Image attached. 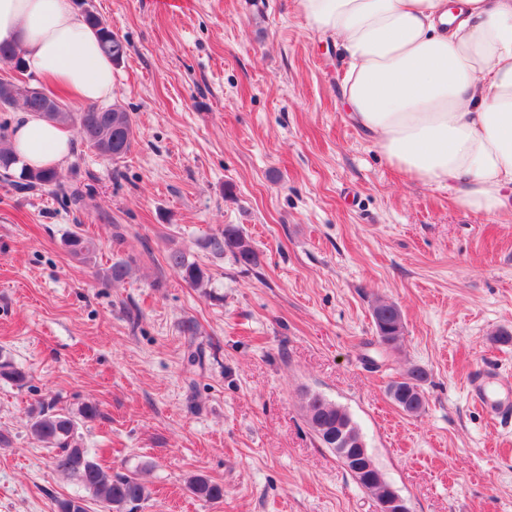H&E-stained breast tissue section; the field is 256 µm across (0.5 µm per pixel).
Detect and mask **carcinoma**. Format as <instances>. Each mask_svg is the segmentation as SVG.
Here are the masks:
<instances>
[{"label": "carcinoma", "instance_id": "cac0c4a2", "mask_svg": "<svg viewBox=\"0 0 512 512\" xmlns=\"http://www.w3.org/2000/svg\"><path fill=\"white\" fill-rule=\"evenodd\" d=\"M87 22L95 27L103 53L120 64L128 54V42L115 34L110 26L96 13L85 14ZM9 65L18 72L25 71V63L18 47L0 44V62ZM9 99L10 108L20 107L28 112H35L47 120L59 125H74L81 138L99 155L113 162L123 159L131 150L133 140V123L129 112L123 106L114 104L111 108L95 104L87 105L81 112H70L62 103H54L47 96L33 90L31 85L17 84L12 80L0 79V98ZM10 123L0 122V172L4 180L19 191H31L36 188L55 187L73 204L83 198L81 189L66 187L57 182V173L53 169L34 170L28 168L10 147ZM69 252L87 259L94 252V244L79 232H72L65 239ZM212 253L221 255L230 252L235 260L248 267L260 264L259 254L246 237L243 230L234 224L224 225V231L204 243ZM133 258H118L103 271L102 277L107 282L124 280L130 273ZM168 265L184 281L200 286L207 279L206 272L196 263L188 261L186 255L175 250L167 257ZM378 343L388 342L394 351L402 339L404 324L398 306L392 302L379 299L372 310ZM28 374L16 366L12 360L0 353V379L10 381L18 386L24 385ZM427 380V372L420 367L409 369L400 381L389 386L391 398L406 413L416 415L424 407L422 385ZM306 423L325 448L336 447V430L350 425L349 434L354 438L362 436L360 428L349 412L335 401L320 393L306 395ZM100 417V410L95 404H86L73 413L56 406L52 400L43 401L32 412L29 433L33 440L45 444L50 450L53 468L61 475L72 478L86 492L57 502L58 512H90L89 502L99 505V512H137L141 504L149 499L150 490L134 471L127 473L112 472L97 459L95 453L82 446L79 429L86 420ZM346 470L366 491L378 496L391 486L387 479L381 484L373 485L366 480L365 474L353 472L352 463L342 460ZM190 492L199 499L216 500L222 497V488L203 475H195L188 480Z\"/></svg>", "mask_w": 512, "mask_h": 512}]
</instances>
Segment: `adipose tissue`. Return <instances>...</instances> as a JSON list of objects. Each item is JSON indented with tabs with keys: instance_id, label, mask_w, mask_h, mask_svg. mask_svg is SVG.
Wrapping results in <instances>:
<instances>
[{
	"instance_id": "obj_1",
	"label": "adipose tissue",
	"mask_w": 512,
	"mask_h": 512,
	"mask_svg": "<svg viewBox=\"0 0 512 512\" xmlns=\"http://www.w3.org/2000/svg\"><path fill=\"white\" fill-rule=\"evenodd\" d=\"M309 28L340 37L342 98L388 164L447 188L474 213L512 211V0H299ZM0 41L74 105L112 97L113 63L72 0H0ZM13 152L55 167L70 137L32 112Z\"/></svg>"
}]
</instances>
